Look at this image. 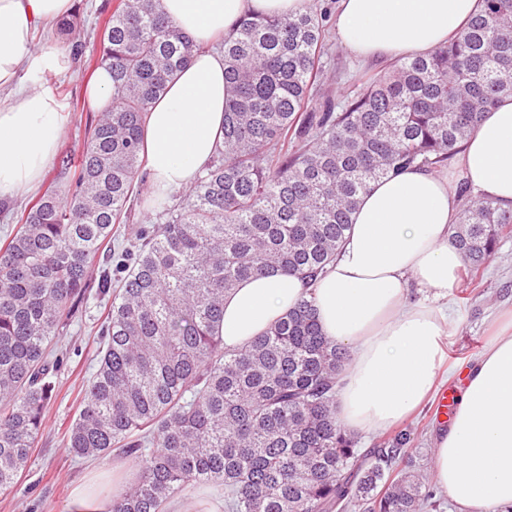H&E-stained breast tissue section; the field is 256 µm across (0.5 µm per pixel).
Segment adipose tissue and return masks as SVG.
Segmentation results:
<instances>
[{"instance_id":"1","label":"adipose tissue","mask_w":512,"mask_h":512,"mask_svg":"<svg viewBox=\"0 0 512 512\" xmlns=\"http://www.w3.org/2000/svg\"><path fill=\"white\" fill-rule=\"evenodd\" d=\"M308 0H161L173 24L201 50L169 81L143 119L149 186L189 187L221 143L231 88L215 38L246 15L296 16ZM481 0H338L344 49L363 60L427 55L464 30ZM74 10V0H0V204L35 193L60 143L64 116L48 90L24 85L22 70L61 69L66 55L34 48L39 26ZM462 179L408 167L361 196L336 259L314 290L294 275L257 274L224 298V346L262 335L313 294L323 334L350 352L336 393L341 423L383 430L433 391L444 337L456 326L446 300L463 256L452 243L460 183L512 210V94L501 97L464 140ZM422 291L410 300L411 289ZM435 483L458 512L512 505V311L465 371L451 423L435 437ZM122 467L95 470L73 491L72 512H111Z\"/></svg>"}]
</instances>
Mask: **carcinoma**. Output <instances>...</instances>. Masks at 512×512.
Listing matches in <instances>:
<instances>
[{
	"mask_svg": "<svg viewBox=\"0 0 512 512\" xmlns=\"http://www.w3.org/2000/svg\"><path fill=\"white\" fill-rule=\"evenodd\" d=\"M313 6L246 17L224 40L232 98L213 161L182 197L149 196L157 223L136 234L90 290L91 264L129 221L145 180V112L201 50L160 0H118L96 61L112 73L108 111L72 182L48 184L0 247V494L12 491L45 428L62 365L53 341L91 295L110 296L103 346L64 437L79 459L131 456L140 467L112 512H162L203 487L224 512H430L427 472L399 467L401 430L366 453L336 413L350 354L303 299L269 330L224 349V295L256 274L314 287L352 226L360 196L406 167H445L500 96L512 94V0H482L465 31L429 55L395 61L338 99L317 98L328 36ZM75 14L56 47L83 55ZM453 244L472 284L512 233V211L463 191Z\"/></svg>",
	"mask_w": 512,
	"mask_h": 512,
	"instance_id": "obj_1",
	"label": "carcinoma"
}]
</instances>
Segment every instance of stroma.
Returning <instances> with one entry per match:
<instances>
[{
	"label": "stroma",
	"instance_id": "obj_1",
	"mask_svg": "<svg viewBox=\"0 0 512 512\" xmlns=\"http://www.w3.org/2000/svg\"><path fill=\"white\" fill-rule=\"evenodd\" d=\"M116 0H76L81 8V39L85 44L87 64H74L47 73H28L29 87L50 90L62 103L65 114L64 132L59 150L66 153L85 139L93 109L86 102L85 86L94 72L90 59L98 55L103 5ZM328 12L325 25L333 42V55L323 63V90L336 92L351 86L366 75L380 70L377 62L363 61L338 46L336 33V0H320ZM455 335L443 342L444 364L439 389L460 387L468 361L477 357L488 340V324L502 309L512 308V236L503 237L497 253L484 267L479 288L469 290L457 284L448 297ZM106 304L89 301L86 309L65 329L57 348L67 358L56 380V392L46 418V428L34 448L22 481L11 493L0 494V512H70L73 490L86 482L91 471L111 466V459L73 458L62 446L63 435L71 423L86 384L97 366L99 327ZM436 399H428L404 425L411 430L414 442L411 454L417 463L432 467V446L436 427L442 418L436 413Z\"/></svg>",
	"mask_w": 512,
	"mask_h": 512
}]
</instances>
